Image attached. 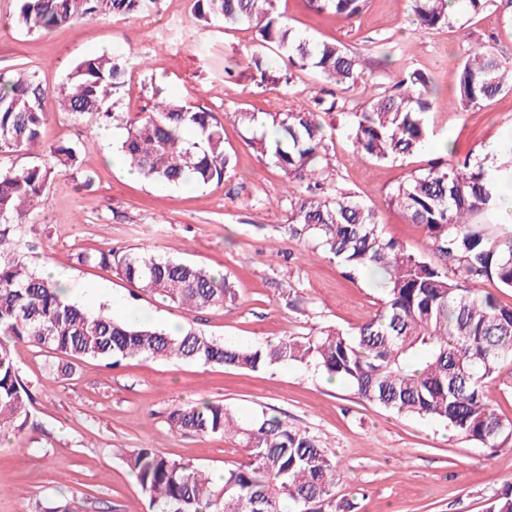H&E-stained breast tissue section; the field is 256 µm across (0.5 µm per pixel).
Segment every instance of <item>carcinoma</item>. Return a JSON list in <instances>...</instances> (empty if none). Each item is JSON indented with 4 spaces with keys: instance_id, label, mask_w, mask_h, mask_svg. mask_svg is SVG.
<instances>
[{
    "instance_id": "1",
    "label": "carcinoma",
    "mask_w": 512,
    "mask_h": 512,
    "mask_svg": "<svg viewBox=\"0 0 512 512\" xmlns=\"http://www.w3.org/2000/svg\"><path fill=\"white\" fill-rule=\"evenodd\" d=\"M276 0H196L199 20L222 28L246 25L259 45L274 53L283 70H269L262 53L247 67L259 85L291 84L294 72L310 69L347 90L357 79L356 56L336 43H314L296 33L277 12ZM367 0H306L309 9L356 18ZM146 0H21L18 25L28 33L141 12ZM451 0H412L425 32L449 27ZM127 59L88 56L58 92L60 110L72 116L98 114L125 130L120 152L131 170L161 188L190 180L221 183L234 172L217 115L180 98L162 97L132 118L114 111L125 84ZM455 105L469 110L512 91V61L472 51L451 71ZM428 77L405 72L391 90L365 97L350 112L353 145L365 157L394 161L421 150L429 138ZM45 90L20 73L0 74V153L42 156L0 168V432L20 431L33 402L13 356L26 342L70 360L98 359L118 366L130 358L184 360L204 366L260 371L276 366H313L346 381L363 399L387 410L440 421L486 447L512 443V421L491 408L484 383L512 360V305L479 288L487 277L512 289V239L492 242L473 217L499 208L512 184L508 161L481 160L433 165L412 173L390 193V203L425 229L435 259L409 251L384 235L374 212L354 193L323 177L328 161L323 116L344 108L338 98L313 97L314 106L239 112L247 129L268 125L275 136L254 135L250 145L280 168L297 192L289 199L288 236L311 242L336 261L345 276L370 269L382 279L383 298L373 319L351 331L327 327L309 337L287 336L276 344L241 346L189 327L176 335L127 322L100 310L92 313L64 297L56 283L26 263L23 227L63 169L77 163V145H46ZM115 268L137 290L157 296L185 314L222 307L235 290L211 273L148 250L100 251L77 262ZM171 429L199 436L221 435L244 449L242 461L224 467L218 484L182 460L133 448L124 459L135 474L151 512H334L336 459L307 431L266 413L245 423L219 401L176 406ZM485 512H512V485L488 499Z\"/></svg>"
}]
</instances>
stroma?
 <instances>
[{
  "instance_id": "35a3bbf8",
  "label": "stroma",
  "mask_w": 512,
  "mask_h": 512,
  "mask_svg": "<svg viewBox=\"0 0 512 512\" xmlns=\"http://www.w3.org/2000/svg\"><path fill=\"white\" fill-rule=\"evenodd\" d=\"M277 9L296 32L343 45L360 63L356 85L343 94L346 114L326 118L328 181L369 206L387 237L430 257L424 229L391 205L389 193L431 163L490 158L512 142V91L462 111L452 105L448 79L475 49L512 58V7L490 0L474 15L460 4L452 28L430 33L414 23L410 0H368L349 22L314 13L304 0H279ZM18 10L19 0H0V73L35 74L47 92L44 143L81 147L77 165L54 180L28 233L31 257L67 277L73 302L93 312L117 303L154 322L189 324L247 346L326 326L349 329L376 314L383 289L375 273L347 278L320 249L288 237L287 179L248 145L235 118L307 104L325 81L300 72L287 87L257 86L247 67L258 50L254 30L203 26L194 0H156L137 15L45 34L21 30ZM112 52L129 60L119 111H143L160 95L185 96L212 110L236 151L230 179L157 189L113 162L119 143L100 138L103 121L60 111L57 92L73 67ZM404 68L424 73L436 88L430 144L378 163L354 152L347 115L359 111L365 88H391ZM109 249H149L221 271L236 299L187 315L113 269L76 261L77 254ZM13 354L33 405L23 430L0 436V512H35L48 499L71 502L75 512H149L124 451L146 446L213 474L242 458V448L224 437L169 428L173 407L205 400L224 401L243 419L273 413L317 436L336 459V501L346 512H485L488 499L512 483V447L487 448L443 423L385 410L315 368L253 372L137 358L117 367L72 361L63 371L55 354L28 343H15Z\"/></svg>"
}]
</instances>
